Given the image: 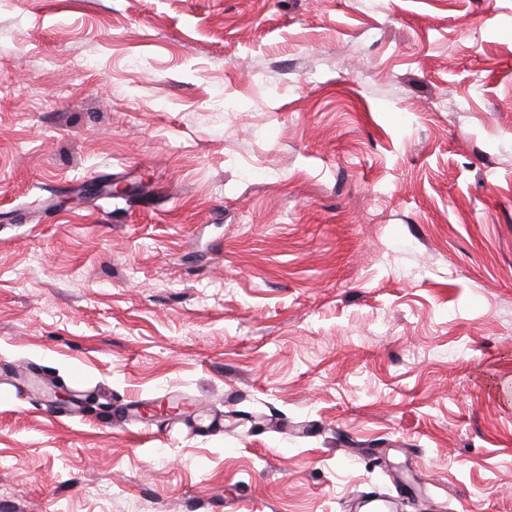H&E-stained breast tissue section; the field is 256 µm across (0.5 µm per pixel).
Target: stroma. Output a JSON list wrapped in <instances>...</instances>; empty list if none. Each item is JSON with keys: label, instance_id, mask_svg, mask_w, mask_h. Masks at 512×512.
Listing matches in <instances>:
<instances>
[{"label": "stroma", "instance_id": "35a3bbf8", "mask_svg": "<svg viewBox=\"0 0 512 512\" xmlns=\"http://www.w3.org/2000/svg\"><path fill=\"white\" fill-rule=\"evenodd\" d=\"M0 380V512H512V0H0Z\"/></svg>", "mask_w": 512, "mask_h": 512}]
</instances>
